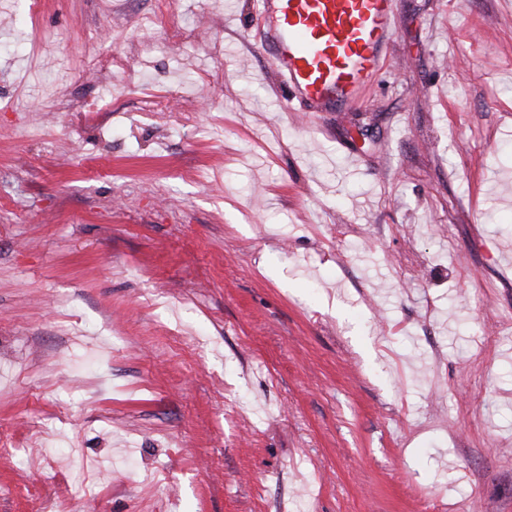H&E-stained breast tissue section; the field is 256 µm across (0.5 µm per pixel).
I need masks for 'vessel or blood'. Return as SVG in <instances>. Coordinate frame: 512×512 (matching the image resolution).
<instances>
[{
    "instance_id": "1",
    "label": "vessel or blood",
    "mask_w": 512,
    "mask_h": 512,
    "mask_svg": "<svg viewBox=\"0 0 512 512\" xmlns=\"http://www.w3.org/2000/svg\"><path fill=\"white\" fill-rule=\"evenodd\" d=\"M260 48L311 114L359 104L393 62L395 0H260Z\"/></svg>"
}]
</instances>
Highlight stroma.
<instances>
[{
    "label": "stroma",
    "instance_id": "stroma-1",
    "mask_svg": "<svg viewBox=\"0 0 512 512\" xmlns=\"http://www.w3.org/2000/svg\"><path fill=\"white\" fill-rule=\"evenodd\" d=\"M395 2L312 117L255 0H0V512H512V0Z\"/></svg>",
    "mask_w": 512,
    "mask_h": 512
}]
</instances>
